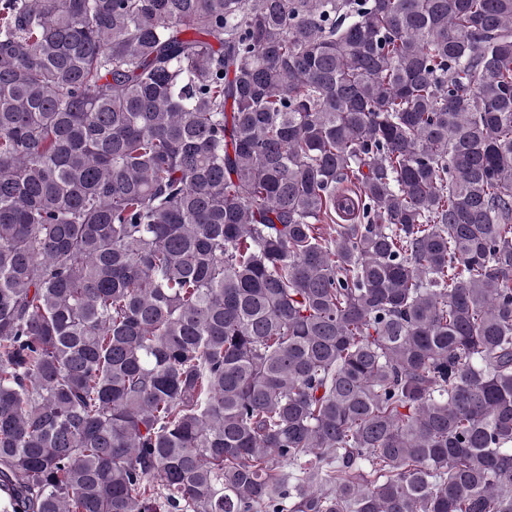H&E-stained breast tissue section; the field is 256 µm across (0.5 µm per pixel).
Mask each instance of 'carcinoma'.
<instances>
[{"instance_id": "1", "label": "carcinoma", "mask_w": 512, "mask_h": 512, "mask_svg": "<svg viewBox=\"0 0 512 512\" xmlns=\"http://www.w3.org/2000/svg\"><path fill=\"white\" fill-rule=\"evenodd\" d=\"M0 506L512 512V0H0Z\"/></svg>"}]
</instances>
